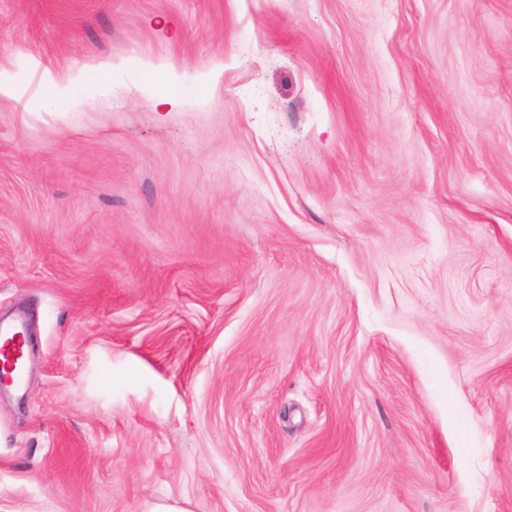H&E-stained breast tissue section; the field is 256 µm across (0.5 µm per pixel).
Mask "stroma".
<instances>
[{"label": "stroma", "mask_w": 512, "mask_h": 512, "mask_svg": "<svg viewBox=\"0 0 512 512\" xmlns=\"http://www.w3.org/2000/svg\"><path fill=\"white\" fill-rule=\"evenodd\" d=\"M0 79V512H512V0H0Z\"/></svg>", "instance_id": "stroma-1"}]
</instances>
